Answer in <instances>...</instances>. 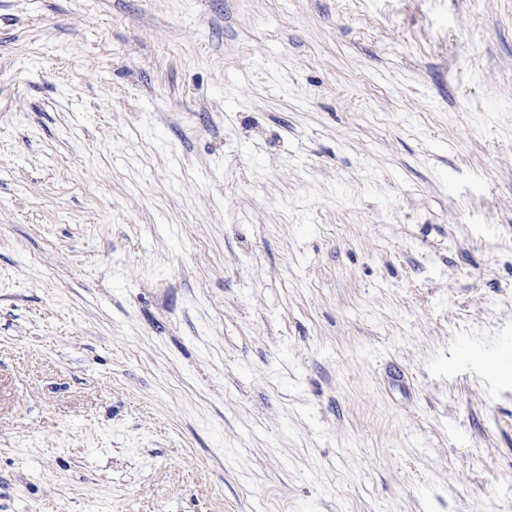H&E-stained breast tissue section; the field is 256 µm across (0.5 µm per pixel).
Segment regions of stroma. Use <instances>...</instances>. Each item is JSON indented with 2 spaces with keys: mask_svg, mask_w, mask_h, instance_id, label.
<instances>
[{
  "mask_svg": "<svg viewBox=\"0 0 512 512\" xmlns=\"http://www.w3.org/2000/svg\"><path fill=\"white\" fill-rule=\"evenodd\" d=\"M0 512H512V0H0Z\"/></svg>",
  "mask_w": 512,
  "mask_h": 512,
  "instance_id": "35a3bbf8",
  "label": "stroma"
}]
</instances>
